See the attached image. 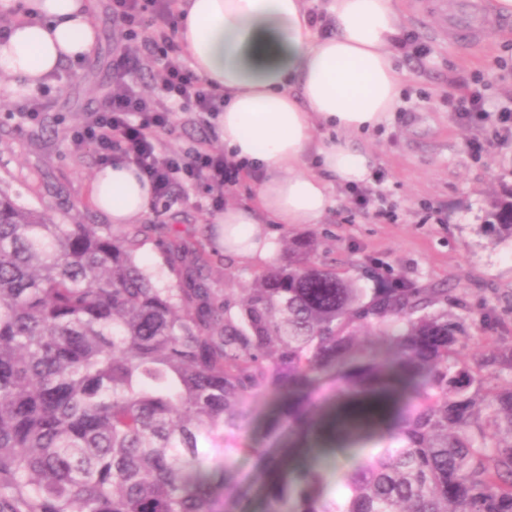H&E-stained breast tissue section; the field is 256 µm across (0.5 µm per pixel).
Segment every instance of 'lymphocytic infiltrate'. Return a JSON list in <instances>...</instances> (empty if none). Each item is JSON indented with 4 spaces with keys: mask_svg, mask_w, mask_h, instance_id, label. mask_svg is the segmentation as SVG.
<instances>
[{
    "mask_svg": "<svg viewBox=\"0 0 512 512\" xmlns=\"http://www.w3.org/2000/svg\"><path fill=\"white\" fill-rule=\"evenodd\" d=\"M112 18L123 28L126 40L112 66V82L102 107L74 127L70 142L75 148L93 145L102 162L121 158L152 184L155 195H167L177 180L203 176L222 183L232 181L238 167L207 149L195 148L177 156L162 149L158 133L171 122L175 108L218 112L224 97L181 60L174 36L178 15L174 0H112ZM158 58L162 67L154 77L156 96H145L137 74L143 59ZM462 121L494 119L496 136L512 139V108L491 110L482 93L472 90L460 98ZM140 122H131V115Z\"/></svg>",
    "mask_w": 512,
    "mask_h": 512,
    "instance_id": "obj_1",
    "label": "lymphocytic infiltrate"
}]
</instances>
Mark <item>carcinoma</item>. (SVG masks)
<instances>
[{
  "label": "carcinoma",
  "instance_id": "carcinoma-1",
  "mask_svg": "<svg viewBox=\"0 0 512 512\" xmlns=\"http://www.w3.org/2000/svg\"><path fill=\"white\" fill-rule=\"evenodd\" d=\"M487 230L512 238V189ZM61 224L0 187V512H254L231 499L233 442L251 404L270 430L319 443L385 432L339 475L299 448L263 512H512V343L476 359L468 302L371 269L364 288L312 237L249 288L207 286L202 244L172 239L167 287L138 261L141 230Z\"/></svg>",
  "mask_w": 512,
  "mask_h": 512
}]
</instances>
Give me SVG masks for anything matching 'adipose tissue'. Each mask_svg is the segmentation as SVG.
<instances>
[{
	"label": "adipose tissue",
	"mask_w": 512,
	"mask_h": 512,
	"mask_svg": "<svg viewBox=\"0 0 512 512\" xmlns=\"http://www.w3.org/2000/svg\"><path fill=\"white\" fill-rule=\"evenodd\" d=\"M313 0H180L179 41L194 71L224 96L217 135L239 166L259 171L248 202L213 219L225 253L270 258L265 226L317 224L334 200V182L360 183L372 157L354 136L397 107L403 75L394 65L400 35L393 0H330L334 31L310 24ZM12 18L0 43V97L35 91L64 63L97 43L89 0H0ZM315 156L309 167L307 156ZM153 191L134 168L96 174L95 206L112 223L134 224Z\"/></svg>",
	"instance_id": "ef3b65f1"
}]
</instances>
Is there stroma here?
I'll use <instances>...</instances> for the list:
<instances>
[{
    "instance_id": "1",
    "label": "stroma",
    "mask_w": 512,
    "mask_h": 512,
    "mask_svg": "<svg viewBox=\"0 0 512 512\" xmlns=\"http://www.w3.org/2000/svg\"><path fill=\"white\" fill-rule=\"evenodd\" d=\"M397 2L401 33L408 38L394 54L404 75L399 102L384 123L354 140L372 154L369 205H356L345 185L336 184L335 204L321 223L271 225V241L280 259L284 239L305 233L318 238L322 258L346 269L348 277L362 278L365 266L372 265L419 285L465 294L474 321V338L465 353L473 358L482 337L512 340V239H496L484 228L489 196L512 188V139L496 143L491 123L460 121L448 97L480 78L492 104L512 103V30L465 51L449 41L436 15L422 9L423 0ZM92 21L99 32L94 51L78 66L64 64L48 82L49 103L40 123L19 117L23 94L0 102V185L21 205L49 212L62 224L109 221L91 197L100 167L96 153L69 145L72 127L108 92L112 64L123 44L112 0H95ZM160 139L178 154L199 145L216 153L224 150L216 120L208 114L175 112ZM474 142L483 143L481 152L471 150ZM254 182L245 173L224 186L202 178L155 198L144 219L150 231L139 251L142 264L160 270L164 283L176 282L175 273L163 267L162 245L177 237L209 250L210 287H248L265 261L216 249L212 219L221 204L249 199ZM269 411L267 399L254 402V420L232 454L237 486L255 494L272 477L256 449L284 459L291 442L287 433H268Z\"/></svg>"
}]
</instances>
